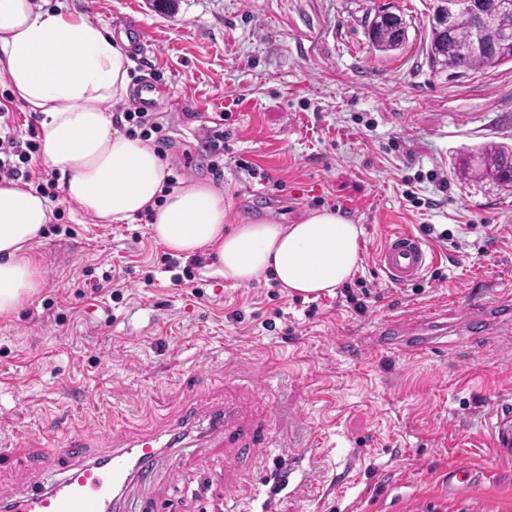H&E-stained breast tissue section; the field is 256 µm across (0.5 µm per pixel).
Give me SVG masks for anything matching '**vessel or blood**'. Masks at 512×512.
Wrapping results in <instances>:
<instances>
[{"mask_svg":"<svg viewBox=\"0 0 512 512\" xmlns=\"http://www.w3.org/2000/svg\"><path fill=\"white\" fill-rule=\"evenodd\" d=\"M429 262L424 243L409 233L388 237L378 254L379 267L397 285L417 279ZM60 433L62 444L54 451L19 449L24 474L40 470L49 458L55 463L56 478L46 487L22 483L13 512H114L118 490L151 474L162 445L204 442L246 451L263 447L270 439L265 423L247 419L229 403L212 408L202 420L185 412L176 423L127 438L96 457L88 456L87 436L75 425L62 426Z\"/></svg>","mask_w":512,"mask_h":512,"instance_id":"vessel-or-blood-1","label":"vessel or blood"}]
</instances>
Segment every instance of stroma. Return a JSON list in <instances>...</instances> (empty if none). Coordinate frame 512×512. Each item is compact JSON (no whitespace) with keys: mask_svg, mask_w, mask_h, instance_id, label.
<instances>
[{"mask_svg":"<svg viewBox=\"0 0 512 512\" xmlns=\"http://www.w3.org/2000/svg\"><path fill=\"white\" fill-rule=\"evenodd\" d=\"M34 2L114 33L138 17L152 49L129 73L159 89L172 177L216 183L231 227L335 211L361 229L358 286L308 300L269 280L234 287L204 255L181 262L176 284L149 217L102 224L63 202L32 250L43 287L0 317V448L43 446L68 420L107 451L233 400L266 421L270 447L175 453L126 508L149 496L174 512H512V445L497 421L512 405V187L452 169L463 149L512 145V64L432 77L421 0ZM380 10L409 24L391 57L366 37ZM217 129L219 161L205 150ZM400 231L431 257L406 285L377 262ZM475 294L497 311L472 328ZM442 313L440 349L416 354L382 333ZM461 461L480 480L452 493Z\"/></svg>","mask_w":512,"mask_h":512,"instance_id":"stroma-1","label":"stroma"}]
</instances>
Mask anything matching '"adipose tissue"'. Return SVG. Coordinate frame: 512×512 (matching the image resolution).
<instances>
[{"label":"adipose tissue","mask_w":512,"mask_h":512,"mask_svg":"<svg viewBox=\"0 0 512 512\" xmlns=\"http://www.w3.org/2000/svg\"><path fill=\"white\" fill-rule=\"evenodd\" d=\"M127 47L84 16L0 0V80L36 113L41 157L59 167L65 196L103 224L151 214L152 236L169 253H213L214 275L231 285L270 277L291 294H334L357 267L359 227L319 210L295 224L228 231L222 189L203 181L166 189L162 157L115 128L107 110L131 96ZM51 219L47 199L30 184L0 182V316L42 287L32 247Z\"/></svg>","instance_id":"1"}]
</instances>
